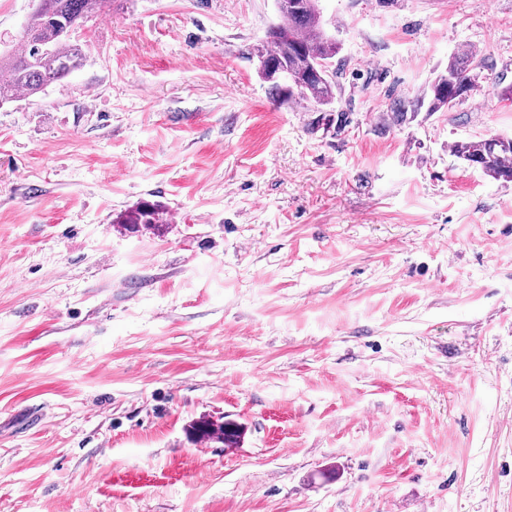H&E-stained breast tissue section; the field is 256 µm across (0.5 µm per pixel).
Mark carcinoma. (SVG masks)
I'll return each mask as SVG.
<instances>
[{
	"label": "carcinoma",
	"mask_w": 512,
	"mask_h": 512,
	"mask_svg": "<svg viewBox=\"0 0 512 512\" xmlns=\"http://www.w3.org/2000/svg\"><path fill=\"white\" fill-rule=\"evenodd\" d=\"M110 0H38L33 21L20 38V48L6 59L0 57V105L41 93L83 66L85 55L75 39L88 18L101 12ZM319 0H294L286 8L277 0L280 22L272 26L258 50L261 74L270 82L276 98L299 99L328 104L334 99V83L328 64L338 53L336 39L328 35L318 5ZM478 54L465 51L448 59L446 71L430 85L429 97L417 99L415 107L428 112L450 108L463 99L465 85L475 86ZM453 155L496 181L512 182V138L495 137L457 142ZM155 208L144 205L126 219L130 224L156 222ZM200 442L239 445L243 427L233 421L200 420L189 429Z\"/></svg>",
	"instance_id": "cac0c4a2"
}]
</instances>
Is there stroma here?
<instances>
[{"mask_svg":"<svg viewBox=\"0 0 512 512\" xmlns=\"http://www.w3.org/2000/svg\"><path fill=\"white\" fill-rule=\"evenodd\" d=\"M319 5L327 106L258 74L275 0H110L0 107V512H512V183L452 153L512 136V0ZM481 60H478V54L474 51H465L455 54L448 59V68L441 73L430 85V95L426 102V96L417 99L415 107L422 108L426 103V112H439L444 108H450L457 101L463 100L473 91L477 73L475 70L480 68ZM470 85L472 89L469 93L461 96L460 89ZM190 436L200 442L221 443L224 447H238L243 427L233 421L213 422L200 420L194 422L189 429Z\"/></svg>","mask_w":512,"mask_h":512,"instance_id":"stroma-1","label":"stroma"}]
</instances>
